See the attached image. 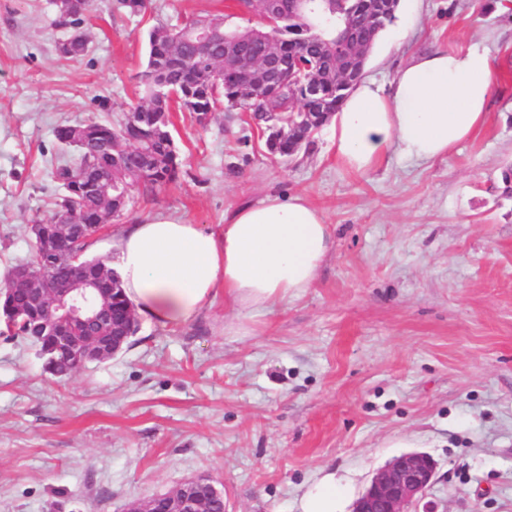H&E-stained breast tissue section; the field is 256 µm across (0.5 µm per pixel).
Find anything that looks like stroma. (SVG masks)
Here are the masks:
<instances>
[{
    "label": "stroma",
    "mask_w": 512,
    "mask_h": 512,
    "mask_svg": "<svg viewBox=\"0 0 512 512\" xmlns=\"http://www.w3.org/2000/svg\"><path fill=\"white\" fill-rule=\"evenodd\" d=\"M497 0H399L365 75L389 84L415 55L484 42L495 86L485 126L448 157L390 154L344 168L328 130L292 160L268 153L248 113L207 125L174 115L179 180L93 238L118 256L134 219L164 215L222 234L273 192L323 209L331 248L312 288L261 309L216 292L188 322L141 321L112 360L65 377L0 335V512H123L206 475L226 512H298L334 471L359 497L377 469L429 455L437 512H512V15ZM235 0H152L129 16L92 0L84 56L56 46L55 0H0V279L31 255L52 178L73 149L57 126L122 122L141 102L148 31Z\"/></svg>",
    "instance_id": "stroma-1"
}]
</instances>
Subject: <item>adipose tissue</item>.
Masks as SVG:
<instances>
[{"label": "adipose tissue", "instance_id": "obj_1", "mask_svg": "<svg viewBox=\"0 0 512 512\" xmlns=\"http://www.w3.org/2000/svg\"><path fill=\"white\" fill-rule=\"evenodd\" d=\"M495 85L489 49L437 50L411 58L388 85L364 78L330 123V142L346 168L367 173L390 151L410 160L447 157L486 123ZM331 229L304 195H267L234 211L222 235L157 216L136 220L119 246V273L138 315L183 324L216 289L234 306L263 309L314 284ZM350 495L329 473L300 499L301 512H345Z\"/></svg>", "mask_w": 512, "mask_h": 512}]
</instances>
